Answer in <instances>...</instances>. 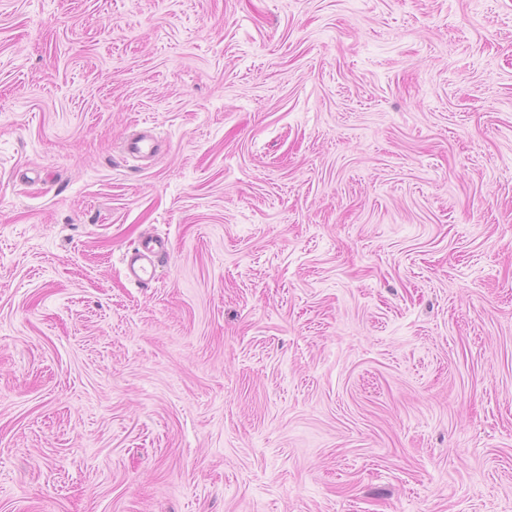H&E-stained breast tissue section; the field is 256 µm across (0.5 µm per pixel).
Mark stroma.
<instances>
[{
    "instance_id": "1",
    "label": "stroma",
    "mask_w": 512,
    "mask_h": 512,
    "mask_svg": "<svg viewBox=\"0 0 512 512\" xmlns=\"http://www.w3.org/2000/svg\"><path fill=\"white\" fill-rule=\"evenodd\" d=\"M0 512H512V0H0ZM165 250V241L162 239H145L139 247L126 256V269L128 274L138 283H147L153 279L154 260L158 254ZM144 260L146 262H144Z\"/></svg>"
}]
</instances>
